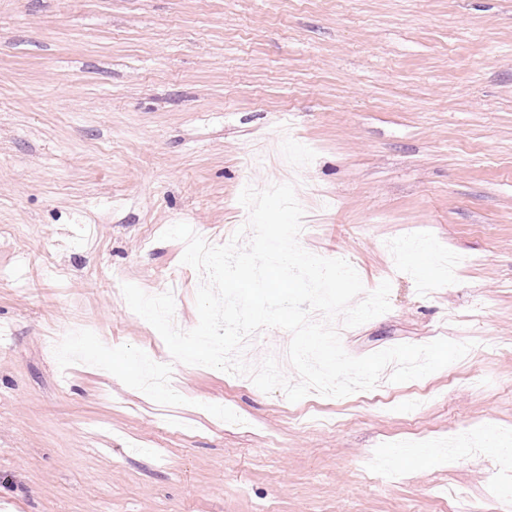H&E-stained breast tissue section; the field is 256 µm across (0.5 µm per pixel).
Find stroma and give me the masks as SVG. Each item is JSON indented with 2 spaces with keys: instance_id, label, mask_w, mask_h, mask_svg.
Here are the masks:
<instances>
[{
  "instance_id": "stroma-1",
  "label": "stroma",
  "mask_w": 512,
  "mask_h": 512,
  "mask_svg": "<svg viewBox=\"0 0 512 512\" xmlns=\"http://www.w3.org/2000/svg\"><path fill=\"white\" fill-rule=\"evenodd\" d=\"M300 180V245L439 338L419 380L289 402L173 361L121 286L200 276L244 183ZM512 0H0V512H512Z\"/></svg>"
}]
</instances>
